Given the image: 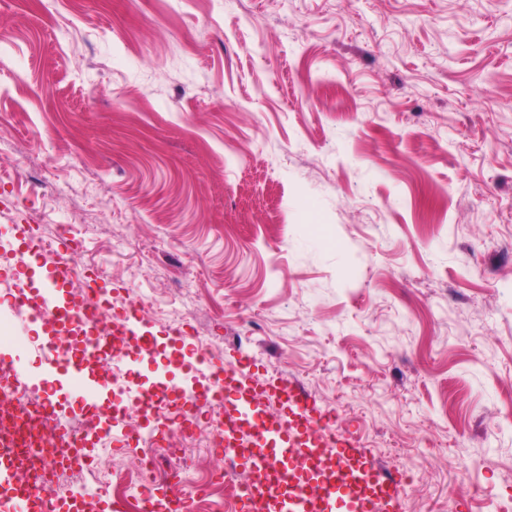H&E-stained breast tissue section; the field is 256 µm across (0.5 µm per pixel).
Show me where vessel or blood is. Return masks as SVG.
<instances>
[{
	"label": "vessel or blood",
	"mask_w": 512,
	"mask_h": 512,
	"mask_svg": "<svg viewBox=\"0 0 512 512\" xmlns=\"http://www.w3.org/2000/svg\"><path fill=\"white\" fill-rule=\"evenodd\" d=\"M72 253L68 240L42 253L32 245L17 250L13 262L18 306L40 313L52 309L53 289L75 271ZM112 326L128 341L151 339L142 317L130 308L115 313ZM188 368L218 380L215 393L224 403V444L233 449L237 464L256 476L242 497V512H398L400 479L387 476L348 435L337 436L335 448H326L330 418L298 382L261 374L258 362L246 354L192 361ZM268 402L276 405V412L265 411ZM22 462L19 451L1 450L0 477L12 479V497L27 512H43L39 488L13 479ZM321 464L336 471V481L314 485ZM144 502L145 512H189L186 496L160 498L150 492Z\"/></svg>",
	"instance_id": "b4317fda"
}]
</instances>
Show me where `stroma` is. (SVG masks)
<instances>
[{
	"instance_id": "35a3bbf8",
	"label": "stroma",
	"mask_w": 512,
	"mask_h": 512,
	"mask_svg": "<svg viewBox=\"0 0 512 512\" xmlns=\"http://www.w3.org/2000/svg\"><path fill=\"white\" fill-rule=\"evenodd\" d=\"M63 226L415 474L401 512H512V0H0V276ZM44 336L0 305L35 382Z\"/></svg>"
}]
</instances>
